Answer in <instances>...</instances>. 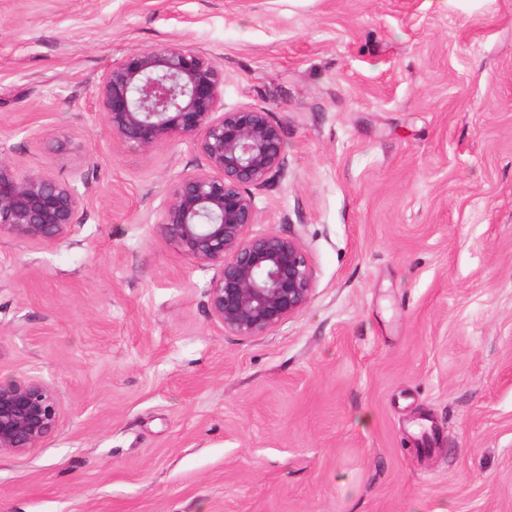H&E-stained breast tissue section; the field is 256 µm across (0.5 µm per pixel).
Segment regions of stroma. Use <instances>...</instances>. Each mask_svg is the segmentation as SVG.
Returning a JSON list of instances; mask_svg holds the SVG:
<instances>
[{
	"mask_svg": "<svg viewBox=\"0 0 512 512\" xmlns=\"http://www.w3.org/2000/svg\"><path fill=\"white\" fill-rule=\"evenodd\" d=\"M170 43L281 125L252 230L315 284L263 336L153 232L203 157L98 114ZM0 152L83 196L59 243L0 237V381L61 409L0 512H512V0H0Z\"/></svg>",
	"mask_w": 512,
	"mask_h": 512,
	"instance_id": "1",
	"label": "stroma"
}]
</instances>
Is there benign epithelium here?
Masks as SVG:
<instances>
[{"instance_id": "7a95c632", "label": "benign epithelium", "mask_w": 512, "mask_h": 512, "mask_svg": "<svg viewBox=\"0 0 512 512\" xmlns=\"http://www.w3.org/2000/svg\"><path fill=\"white\" fill-rule=\"evenodd\" d=\"M224 70L181 44L133 51L112 63L98 90L110 133L143 150L185 142L205 166L176 179L153 232L194 263L213 267L207 289L213 321L245 338L263 336L299 315L314 291L301 242L253 234V190L287 166L282 131L266 109L224 111ZM83 204L74 186L38 171L21 174L0 156V236L35 244L62 241ZM60 420L57 390L31 378L0 381V454L22 453Z\"/></svg>"}]
</instances>
